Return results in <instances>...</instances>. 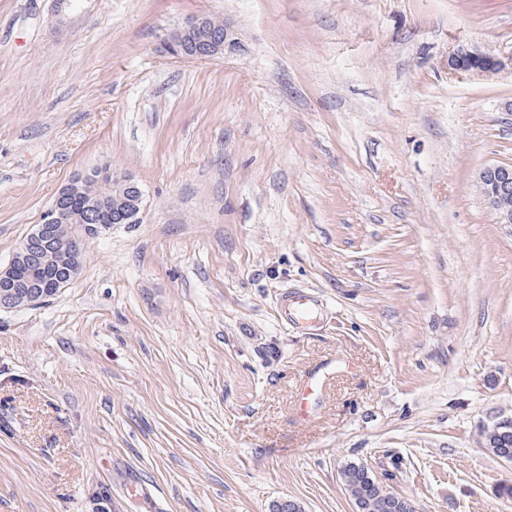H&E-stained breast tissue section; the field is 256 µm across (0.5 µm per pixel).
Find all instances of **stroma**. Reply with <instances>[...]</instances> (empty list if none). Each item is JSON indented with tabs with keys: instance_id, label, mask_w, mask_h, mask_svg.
Returning a JSON list of instances; mask_svg holds the SVG:
<instances>
[{
	"instance_id": "stroma-1",
	"label": "stroma",
	"mask_w": 512,
	"mask_h": 512,
	"mask_svg": "<svg viewBox=\"0 0 512 512\" xmlns=\"http://www.w3.org/2000/svg\"><path fill=\"white\" fill-rule=\"evenodd\" d=\"M193 16L222 57L164 51ZM462 45L512 59V0H0V269L78 175L144 193L0 309V512H356L350 463L414 512H512L480 441L512 417V226L477 186L512 69L449 70ZM14 266L9 265L0 271V308L13 309L17 307H36L49 298L57 295L62 288L67 287L75 277L60 279L51 278L37 281L35 284L24 283L13 275ZM322 302L307 292H295L285 296L281 304V315L298 325H311L321 310Z\"/></svg>"
}]
</instances>
